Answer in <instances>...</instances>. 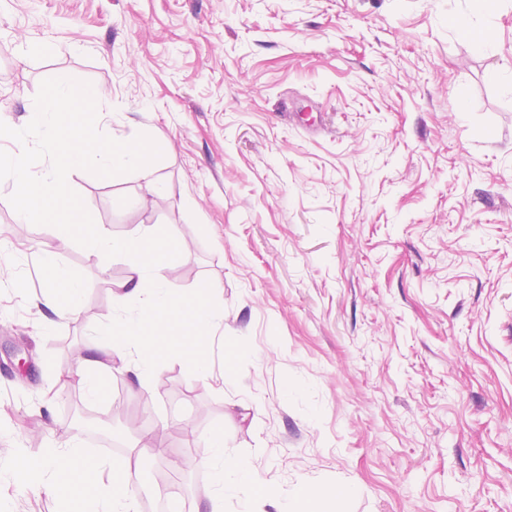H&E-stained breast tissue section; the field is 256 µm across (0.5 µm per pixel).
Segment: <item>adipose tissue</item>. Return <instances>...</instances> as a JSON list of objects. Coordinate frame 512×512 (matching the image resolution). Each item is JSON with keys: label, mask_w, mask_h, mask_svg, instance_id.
Listing matches in <instances>:
<instances>
[{"label": "adipose tissue", "mask_w": 512, "mask_h": 512, "mask_svg": "<svg viewBox=\"0 0 512 512\" xmlns=\"http://www.w3.org/2000/svg\"><path fill=\"white\" fill-rule=\"evenodd\" d=\"M31 109L40 116L37 130L13 126L7 131L19 154H26L32 144L42 145L50 157V163L34 180L20 187L26 202L16 211L20 224L43 223L56 220V231L52 239L44 244V261L48 279L43 293L44 307L57 319H66L77 312L80 299L74 288L70 273L55 261L59 246L80 243L81 246L99 256L116 252L125 254L130 260L132 274L125 282L124 298L138 305L140 315L136 318L116 316L103 324L99 333L103 336H122L123 341L113 352L136 373H147L154 369L158 358L151 343L141 334L144 324H152L156 333H164L173 320L188 323L190 318L200 317L207 323L222 318L210 300L207 286H199L189 299H179L155 275L157 269L169 261L170 244L181 243L177 228L168 232L144 233L142 238L119 241L102 227L79 229L78 225L62 221L61 215L77 209L78 203L71 196L67 185V165L72 157L90 162L104 175L133 170L143 178H150L148 159L153 151L150 143L136 140L107 143L86 139L78 144L62 146L59 136L61 127L77 120L84 126L95 125L98 113L79 106L73 88L60 84L53 88L49 97L34 100ZM209 455L203 466L217 487L219 496L214 506H221L222 496L236 494L244 485L250 484L251 475L243 465L229 462L224 455V434L209 435ZM137 475L131 457L124 456L112 462V477L117 486L112 491V501L103 512H136V501L130 491Z\"/></svg>", "instance_id": "adipose-tissue-1"}]
</instances>
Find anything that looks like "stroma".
Here are the masks:
<instances>
[{
    "instance_id": "1",
    "label": "stroma",
    "mask_w": 512,
    "mask_h": 512,
    "mask_svg": "<svg viewBox=\"0 0 512 512\" xmlns=\"http://www.w3.org/2000/svg\"><path fill=\"white\" fill-rule=\"evenodd\" d=\"M493 32L483 44L455 20ZM512 0H0V124L35 127L55 84L106 90L100 122L63 139L156 143L161 193L81 165V220L114 238L179 228L160 267L171 292L200 284L222 310L204 333L210 386L170 338L148 382L121 363L99 401L55 379L113 338L95 333L130 275L79 245L57 256L79 314L41 304L48 223L19 224L0 138V512H82L112 493L111 465L146 432L133 494L155 473L174 512H211L201 466L212 430L252 485L223 512H273L296 486L348 490L351 512H512ZM30 365L20 369L14 349ZM85 447L77 495L51 455Z\"/></svg>"
}]
</instances>
